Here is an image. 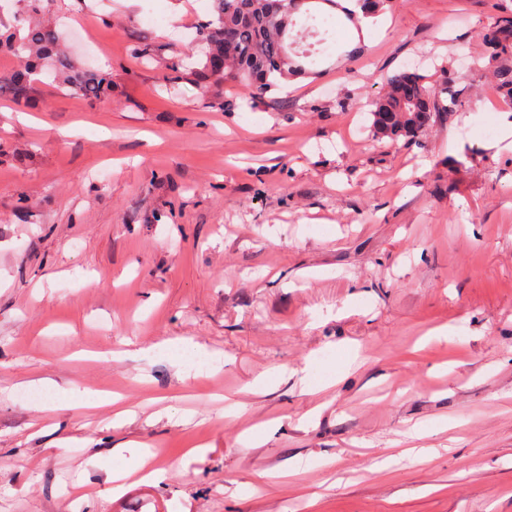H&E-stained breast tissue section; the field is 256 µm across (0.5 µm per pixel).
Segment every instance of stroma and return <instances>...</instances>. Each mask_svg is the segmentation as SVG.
I'll use <instances>...</instances> for the list:
<instances>
[{
  "label": "stroma",
  "mask_w": 512,
  "mask_h": 512,
  "mask_svg": "<svg viewBox=\"0 0 512 512\" xmlns=\"http://www.w3.org/2000/svg\"><path fill=\"white\" fill-rule=\"evenodd\" d=\"M511 6L393 0L218 110L165 88L210 0H51L113 90L0 94V512H512V109L472 66ZM447 59L460 111L372 138ZM440 81H430L419 68L398 71L386 79L383 93L370 101L372 137L412 140L436 114L457 112L466 75L441 67Z\"/></svg>",
  "instance_id": "stroma-1"
}]
</instances>
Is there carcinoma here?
Segmentation results:
<instances>
[{
	"mask_svg": "<svg viewBox=\"0 0 512 512\" xmlns=\"http://www.w3.org/2000/svg\"><path fill=\"white\" fill-rule=\"evenodd\" d=\"M24 23L9 33H0V53L21 59L23 66L0 76V90L17 99L33 92L35 76L47 71L60 87L90 101L112 97V76L84 69L62 49L55 25L41 17L45 0H25ZM213 15L196 32L201 48L200 67L170 66L171 84L197 76L204 88L231 82L248 92L254 104L279 82L309 73V60L293 49L304 38L295 29L293 16L303 6L328 4L340 9L346 19L357 22L358 14L374 17L391 7V0H354L355 8L336 0H212ZM483 55L489 58L493 78L502 100L512 107V9L500 12L480 35ZM442 78L430 81L419 69L398 71L386 79L383 93L370 101L371 135L395 142L412 140L440 113L455 112L465 91L466 75L441 69Z\"/></svg>",
	"mask_w": 512,
	"mask_h": 512,
	"instance_id": "obj_1",
	"label": "carcinoma"
}]
</instances>
